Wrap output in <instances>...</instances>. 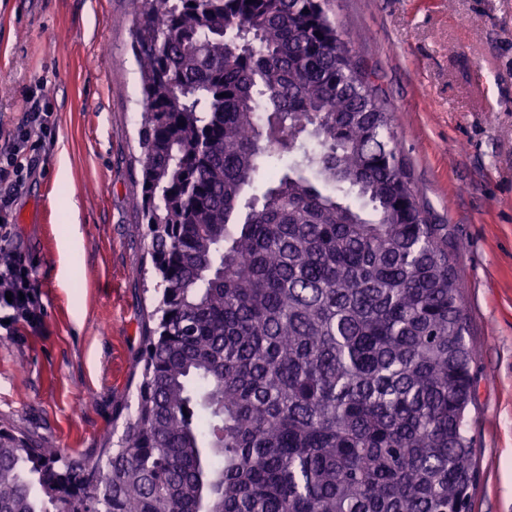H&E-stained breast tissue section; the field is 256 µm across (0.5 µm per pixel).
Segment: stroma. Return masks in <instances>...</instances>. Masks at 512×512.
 I'll use <instances>...</instances> for the list:
<instances>
[{"label":"stroma","instance_id":"1","mask_svg":"<svg viewBox=\"0 0 512 512\" xmlns=\"http://www.w3.org/2000/svg\"><path fill=\"white\" fill-rule=\"evenodd\" d=\"M130 0H0V152L31 93L56 117L10 218L42 322L0 334V423L78 455L133 403L156 284L138 190L144 107ZM379 72L398 148L436 223L463 246L478 476L470 512H512V0H328ZM82 233L64 283L63 201Z\"/></svg>","mask_w":512,"mask_h":512}]
</instances>
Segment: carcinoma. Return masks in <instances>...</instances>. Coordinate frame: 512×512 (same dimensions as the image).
Returning a JSON list of instances; mask_svg holds the SVG:
<instances>
[{"label": "carcinoma", "mask_w": 512, "mask_h": 512, "mask_svg": "<svg viewBox=\"0 0 512 512\" xmlns=\"http://www.w3.org/2000/svg\"><path fill=\"white\" fill-rule=\"evenodd\" d=\"M134 12L158 278L134 410L78 457L0 425V512H470L458 247L375 71L325 0ZM287 164L288 160L278 161L275 157L266 159L261 168L260 175L252 186L245 188L244 195L246 197L252 195L260 196L270 183L284 171Z\"/></svg>", "instance_id": "obj_1"}]
</instances>
